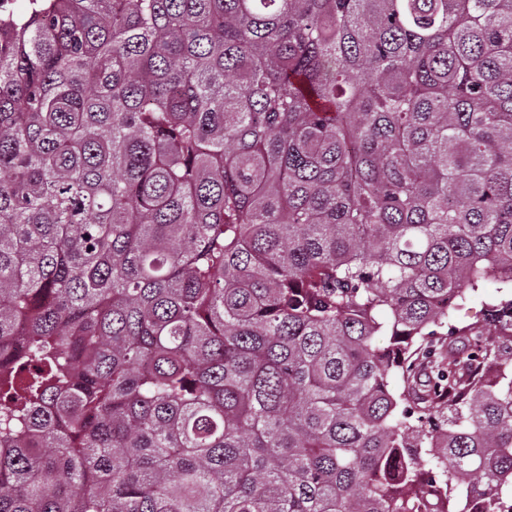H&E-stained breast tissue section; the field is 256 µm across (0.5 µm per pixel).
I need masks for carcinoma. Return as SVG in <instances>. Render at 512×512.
Instances as JSON below:
<instances>
[{
    "mask_svg": "<svg viewBox=\"0 0 512 512\" xmlns=\"http://www.w3.org/2000/svg\"><path fill=\"white\" fill-rule=\"evenodd\" d=\"M509 361L512 0L0 14V512H506ZM497 297L495 288H481L458 309L453 311L448 318L450 326L461 329L467 325L480 322L483 318V313L486 303L493 302Z\"/></svg>",
    "mask_w": 512,
    "mask_h": 512,
    "instance_id": "cac0c4a2",
    "label": "carcinoma"
}]
</instances>
